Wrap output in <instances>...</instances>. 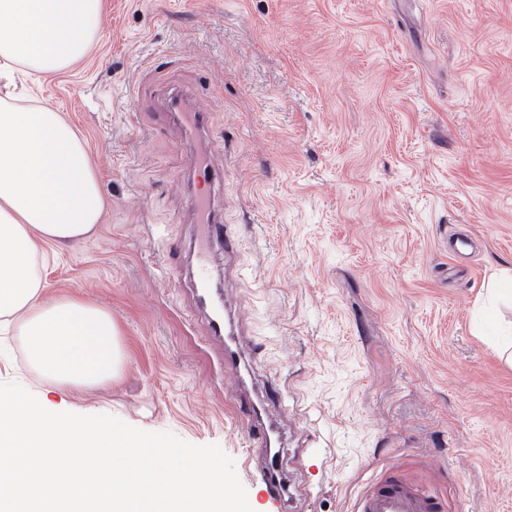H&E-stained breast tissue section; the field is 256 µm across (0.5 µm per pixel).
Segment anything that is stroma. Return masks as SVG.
<instances>
[{
  "instance_id": "1",
  "label": "stroma",
  "mask_w": 512,
  "mask_h": 512,
  "mask_svg": "<svg viewBox=\"0 0 512 512\" xmlns=\"http://www.w3.org/2000/svg\"><path fill=\"white\" fill-rule=\"evenodd\" d=\"M77 68L22 104L63 112L107 201L45 273L109 309L125 358L79 396L0 334V384L234 458L253 512H276L229 411L263 400L283 436L288 512H353L395 475L446 512H512V0H102ZM207 81L210 161L239 252L212 275L242 323L246 382L195 307L190 148L152 110L157 73ZM475 241L453 261L448 237ZM180 244L172 282L167 243Z\"/></svg>"
}]
</instances>
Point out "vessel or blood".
Wrapping results in <instances>:
<instances>
[{
	"label": "vessel or blood",
	"mask_w": 512,
	"mask_h": 512,
	"mask_svg": "<svg viewBox=\"0 0 512 512\" xmlns=\"http://www.w3.org/2000/svg\"><path fill=\"white\" fill-rule=\"evenodd\" d=\"M159 113L163 120L184 118L183 130L188 142H196L208 132V114L199 105V95L192 89H171L166 104ZM224 175L212 167L206 151H197L193 157V183L187 201L194 224L200 230L193 253L197 262H205L211 247H219L225 256L238 251L239 238L234 225L225 223L223 211ZM196 306L208 315L209 334L225 339L222 363L237 366L243 360L233 336L236 330L235 313L224 298L216 296L210 279L194 278L191 286ZM236 418L253 447H269L275 434V425L260 418L253 404L237 402L233 405ZM440 499L404 482L388 479L368 489L358 500L355 512H442Z\"/></svg>",
	"instance_id": "b4317fda"
}]
</instances>
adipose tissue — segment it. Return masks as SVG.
Here are the masks:
<instances>
[{
    "mask_svg": "<svg viewBox=\"0 0 512 512\" xmlns=\"http://www.w3.org/2000/svg\"><path fill=\"white\" fill-rule=\"evenodd\" d=\"M102 0H0V60L35 76L72 68L96 41ZM106 200L84 140L47 105L0 103V329L33 370L71 391L111 386L123 350L111 313L48 294L45 247L89 236Z\"/></svg>",
    "mask_w": 512,
    "mask_h": 512,
    "instance_id": "ef3b65f1",
    "label": "adipose tissue"
}]
</instances>
